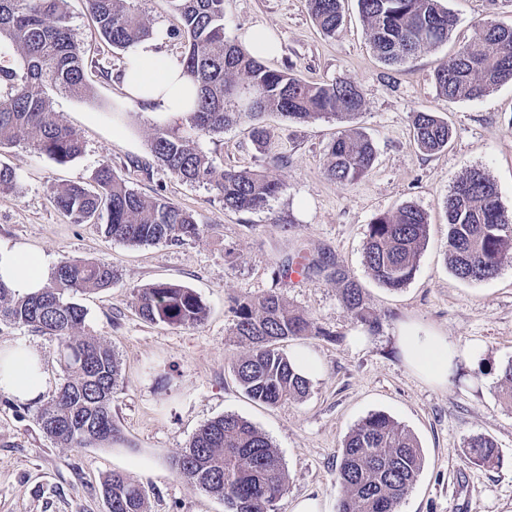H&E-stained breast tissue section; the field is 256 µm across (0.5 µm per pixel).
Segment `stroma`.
Here are the masks:
<instances>
[{
    "label": "stroma",
    "mask_w": 512,
    "mask_h": 512,
    "mask_svg": "<svg viewBox=\"0 0 512 512\" xmlns=\"http://www.w3.org/2000/svg\"><path fill=\"white\" fill-rule=\"evenodd\" d=\"M154 31H165L161 48L177 56L178 24L169 0H137ZM456 24L447 43L426 50L404 67L381 63L370 48L356 0H346L347 18L334 35H324L311 19L306 0H225L224 26L240 38L250 27L267 29L278 43L267 67L291 68L307 81H350L364 94L362 130L377 150L363 177L342 186L326 173L327 154L339 130L327 118L292 122L266 117L271 142L288 163L277 173L284 189L268 208L234 212L206 186L172 175L152 157L155 122L137 107L113 115L120 94L118 74L126 51L111 50L113 79L88 73L92 94L77 98L52 92V105L75 128L83 153L60 165L24 143L0 146V164L16 170L22 188L0 194V241L39 250L51 264L90 259L111 264L119 279L104 291L78 296L87 310L79 333L112 347L121 376L112 399V419L121 439L109 447L64 448L53 444L38 424L41 400L21 402L0 394V512H108L102 483L115 471L144 493V512H224L216 496L191 488L174 466L197 429L227 413L239 415L269 438L283 460L287 493L269 512H290L300 497L320 498L336 512V467L342 444L355 424L384 412L416 437L424 468L399 512H512V405L499 396L497 369L512 359V263L492 279H458L447 261L448 214L444 202L456 182L483 169L512 213V81L482 99L440 95L437 66L455 53L476 27H512V0H443ZM434 112L453 128L447 148L420 150L412 115ZM125 129L112 139L113 123ZM201 149L221 169L270 166L252 144L245 125L205 135ZM133 188L163 195L195 214L209 230L182 244L131 245L106 238L100 224H76L56 207V189L90 183L104 160ZM413 205L429 222V234L413 280L394 292L378 284L364 260L371 221ZM324 257L344 267L361 285L379 317L365 332L344 306L334 282L311 274L300 281L278 275L286 258ZM194 290L207 306V319L194 326L142 320L135 310L138 289L158 282ZM277 291L290 309L308 315L320 336H301L286 349H310L321 374L300 400L273 406L251 400L238 384L234 361L248 351L233 333L234 298ZM415 326L447 337L457 347L482 348L480 361L460 365L444 386L415 375L397 336ZM366 334L357 346L352 336ZM24 341L43 357L46 394L64 378L56 337L29 327L0 324V344ZM491 436L501 452L499 467L485 469L464 460L465 440Z\"/></svg>",
    "instance_id": "35a3bbf8"
}]
</instances>
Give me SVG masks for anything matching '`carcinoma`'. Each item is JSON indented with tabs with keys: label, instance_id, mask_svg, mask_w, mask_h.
<instances>
[{
	"label": "carcinoma",
	"instance_id": "cac0c4a2",
	"mask_svg": "<svg viewBox=\"0 0 512 512\" xmlns=\"http://www.w3.org/2000/svg\"><path fill=\"white\" fill-rule=\"evenodd\" d=\"M93 22L116 49L128 50L153 37L150 22L134 0H85ZM180 27L170 35L182 39L180 60L200 85L201 94L186 120L159 127L150 142L153 157L171 174L215 192L231 211L266 208L284 184L271 170H217L199 138L245 123L253 143L272 154L279 167L288 156L274 152L262 125L267 112L296 121L327 118L348 125L328 150L327 176L351 184L372 167L373 141L357 127L364 98L350 82L306 81L290 70H270L249 48L224 31V0H170ZM321 31L332 35L344 21V0H307ZM366 36L375 56L386 65L408 63L424 50L448 41L455 24L441 0H357ZM19 53L22 74L10 62L0 63V145L25 142L58 164L83 152L78 133L53 111L49 91L88 97L87 71L111 78L109 60L89 59L75 42L67 0H0V39ZM441 94L450 99H478L512 81V28L484 24L468 43L435 70ZM419 148L435 153L448 146L452 130L434 112L412 115ZM19 174L0 166V194L20 189ZM57 208L78 224L107 215L105 232L132 245L183 243L199 238L207 225L168 199L146 197L104 161L94 185L61 186ZM448 259L456 277L482 282L512 263V215L502 208L489 176L475 168L453 187L446 201ZM427 217L413 205L368 225L365 264L374 280L393 291L406 287L417 271L427 236ZM317 269L339 288L353 319L372 330L379 319L364 301L360 284L343 268L318 260L281 263L285 274L295 266ZM119 274L111 265L89 259L61 260L39 293L18 297L0 282V323L31 327L56 337L66 377L41 407L43 434L64 447H96L120 438L112 420V397L119 365L112 347L94 336L77 338L86 318L71 301L78 293L112 286ZM138 315L169 326L198 325L207 309L190 288L156 282L135 294ZM234 333L251 345L233 366L236 379L252 399L275 405L308 392L310 381L295 371L280 343L292 337L322 335L307 315L288 309L276 292L234 300ZM502 397L512 402V360L499 369ZM468 463L499 466L496 441L487 435L467 439ZM175 465L187 484L220 497L224 512H267L288 490L282 459L269 438L249 421L226 414L202 425L178 455ZM424 455L414 435L391 416L374 412L346 436L336 470V512H398L417 481ZM110 512H143L139 485L114 472L104 482Z\"/></svg>",
	"mask_w": 512,
	"mask_h": 512
}]
</instances>
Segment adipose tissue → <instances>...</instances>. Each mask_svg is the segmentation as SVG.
<instances>
[{
  "mask_svg": "<svg viewBox=\"0 0 512 512\" xmlns=\"http://www.w3.org/2000/svg\"><path fill=\"white\" fill-rule=\"evenodd\" d=\"M162 38L154 36L130 48L120 76L121 100L141 104L161 124L184 119L197 88L185 75L180 59L160 49ZM49 277V261L43 253L27 247L0 242V282L19 296L43 288ZM404 357L418 375L442 385L460 362H474L480 348L458 349L442 336L404 329L399 337ZM45 373L41 356L28 343L0 347V393L20 400H32L43 391Z\"/></svg>",
  "mask_w": 512,
  "mask_h": 512,
  "instance_id": "obj_1",
  "label": "adipose tissue"
}]
</instances>
